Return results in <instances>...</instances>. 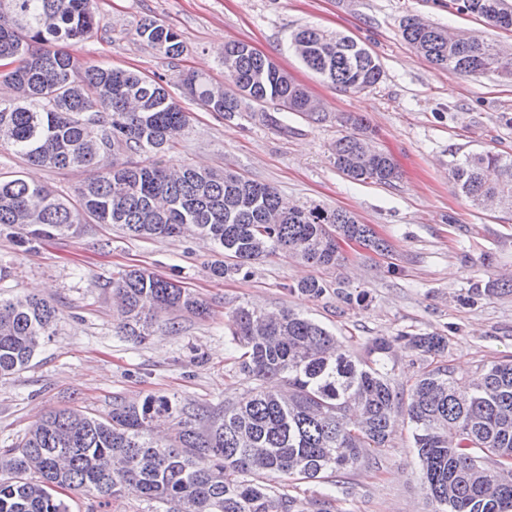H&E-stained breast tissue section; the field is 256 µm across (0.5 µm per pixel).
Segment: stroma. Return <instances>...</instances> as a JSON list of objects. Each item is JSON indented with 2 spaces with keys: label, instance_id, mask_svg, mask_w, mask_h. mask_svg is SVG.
<instances>
[{
  "label": "stroma",
  "instance_id": "stroma-1",
  "mask_svg": "<svg viewBox=\"0 0 512 512\" xmlns=\"http://www.w3.org/2000/svg\"><path fill=\"white\" fill-rule=\"evenodd\" d=\"M97 7L99 30L70 48L85 67L112 66L172 82L195 71L220 84L218 52L226 42H247L273 59L318 102L325 121L292 114L282 131L256 119L226 121L184 98L190 127L169 162L226 168L276 188L287 202L345 209L388 240L391 253L379 256L349 242L335 268L281 257L253 263L249 275L217 279L209 270L217 254L195 235L141 239L107 224H86L78 235L27 250L1 234L0 265L11 274L0 281V293L45 297L57 306L58 320L55 336L26 368L0 377V448L13 446L37 419L63 406L102 414L117 395L164 394L183 404L214 405L236 398L244 377L224 322L246 304L302 312L357 353L371 338L392 339V376L404 390L423 361L398 342L400 334L447 336L446 361L463 375L512 354V292L481 293L488 281L512 276V213L471 207L449 178L453 161L468 152L512 154V79L438 71L404 41L400 22L410 15L475 30L506 50L512 49V32L459 13L453 0H97ZM146 17L179 33L181 55L168 56L137 36ZM306 26L367 47L381 64V81L360 93L323 81L289 46L292 34ZM350 112L366 116L376 146L397 164L400 177L392 184L354 181L334 167L338 119ZM13 171L62 195L86 177L81 170L29 165L0 146V172ZM130 267L179 280L208 304L209 315L182 314L176 334L158 331L141 342L121 336L109 283L113 273ZM307 277L328 284L322 299L296 292ZM339 286L366 292L365 305L343 304ZM59 496L69 512H149L132 493L103 507L74 490ZM432 510L404 425L387 448L374 451L372 462L347 471L346 492L331 508Z\"/></svg>",
  "mask_w": 512,
  "mask_h": 512
}]
</instances>
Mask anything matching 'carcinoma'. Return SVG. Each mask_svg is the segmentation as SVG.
I'll return each mask as SVG.
<instances>
[{
    "label": "carcinoma",
    "instance_id": "obj_1",
    "mask_svg": "<svg viewBox=\"0 0 512 512\" xmlns=\"http://www.w3.org/2000/svg\"><path fill=\"white\" fill-rule=\"evenodd\" d=\"M457 10L496 29L512 30V12L497 0H456ZM94 0H0V146L30 164L83 169L90 177L69 200L20 175L0 177V234L22 245L68 237L83 224H112L140 238H175L190 232L210 241L224 260L216 278L248 272L272 257L335 267L340 243L374 252L387 242L349 212L318 204L288 208L272 186L230 170L182 165L166 156L190 124L189 113L162 78L147 79L112 67H81L64 46L98 30ZM138 37L172 57L180 35L146 18ZM403 39L436 69L451 75L487 72L512 76V57L492 43H467L438 26L422 29L413 17ZM299 57L323 80L346 92L376 85V57L348 36L314 26L296 32ZM226 89L195 73L180 76L191 99L226 120L248 113L280 129L288 125L252 105L268 102L319 122L307 90L249 44H224ZM334 165L356 181L389 184L399 178L393 158L367 135L360 116L342 120ZM128 154L145 156L131 164ZM451 179L475 207L492 199L512 211V155L468 153L452 164ZM326 282L310 278L297 291L318 300ZM118 332L143 340L157 326L179 331L173 312H204L188 289L145 268L112 276ZM57 307L36 296L0 297V377L29 365L54 335ZM229 342L241 350L247 386L222 405H181L150 394L121 397L93 415L78 408L39 418L13 447L0 453V512H69L58 497L78 490L101 505L125 491L164 512H302L286 490L266 482L286 476L343 488L341 474L369 460L396 432L406 409L422 479L433 512H512V356L484 364L477 378L460 382L446 363L427 364L402 402L388 354L391 341L372 338L354 355L325 327L290 308L277 314L240 306L228 319ZM421 356H443L439 335H402Z\"/></svg>",
    "mask_w": 512,
    "mask_h": 512
}]
</instances>
